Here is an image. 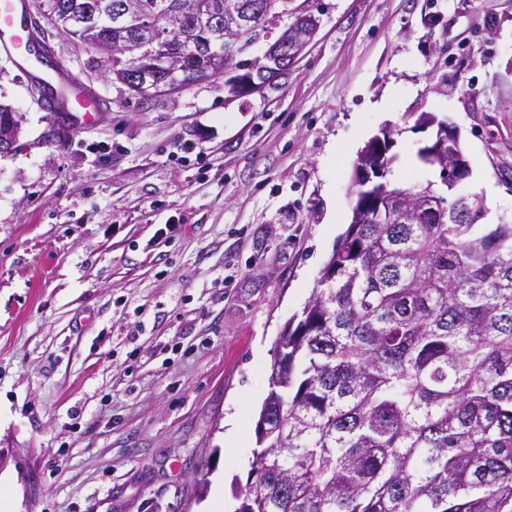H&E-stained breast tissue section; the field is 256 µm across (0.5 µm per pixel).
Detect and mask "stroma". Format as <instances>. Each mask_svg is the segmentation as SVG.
Here are the masks:
<instances>
[{
	"label": "stroma",
	"instance_id": "obj_1",
	"mask_svg": "<svg viewBox=\"0 0 512 512\" xmlns=\"http://www.w3.org/2000/svg\"><path fill=\"white\" fill-rule=\"evenodd\" d=\"M25 2L51 62L0 52V512H209L219 486L234 512L365 143L392 126L391 181L437 180L433 113L485 223L512 220V0H307L320 29L274 87L146 101ZM60 69L96 88L92 125L33 94ZM0 155L13 152L19 140V125L16 124L11 112L13 107L0 103Z\"/></svg>",
	"mask_w": 512,
	"mask_h": 512
}]
</instances>
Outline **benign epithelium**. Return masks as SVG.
<instances>
[{
    "mask_svg": "<svg viewBox=\"0 0 512 512\" xmlns=\"http://www.w3.org/2000/svg\"><path fill=\"white\" fill-rule=\"evenodd\" d=\"M264 10L279 20L278 30H268L255 21L254 11L248 6H237L233 16L237 36L233 38L230 55L224 59V72L220 77L233 80L224 83V90L233 97L261 93L275 85V81L295 63L308 43L316 35L319 18L296 0H267ZM266 42L262 55L243 58L256 43ZM198 46L191 39H182L177 53L173 54L161 47L156 52L145 55L135 45L117 42L112 48V57L123 61L128 70L124 85L138 91L147 99L170 97L184 91L177 80L168 78L157 81L153 72L162 69L170 75L182 71L184 57L197 53ZM13 107L0 103V155L13 152L18 144L19 125L12 116ZM371 146L374 158L358 159L355 167V185L360 190L370 189L381 183L387 173L382 161L387 159L394 145L392 130L381 129V134L372 137Z\"/></svg>",
    "mask_w": 512,
    "mask_h": 512,
    "instance_id": "obj_1",
    "label": "benign epithelium"
}]
</instances>
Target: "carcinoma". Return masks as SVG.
<instances>
[{"mask_svg":"<svg viewBox=\"0 0 512 512\" xmlns=\"http://www.w3.org/2000/svg\"><path fill=\"white\" fill-rule=\"evenodd\" d=\"M228 1L136 0L157 26L185 15L203 52L182 79L224 59L195 24ZM127 0H48L88 18L103 52ZM443 172L456 141L434 145ZM435 201L423 199L428 188ZM336 245L313 297L273 350L269 392L235 512H512V223H448V187L386 179ZM422 201L415 224L396 217Z\"/></svg>","mask_w":512,"mask_h":512,"instance_id":"1","label":"carcinoma"}]
</instances>
